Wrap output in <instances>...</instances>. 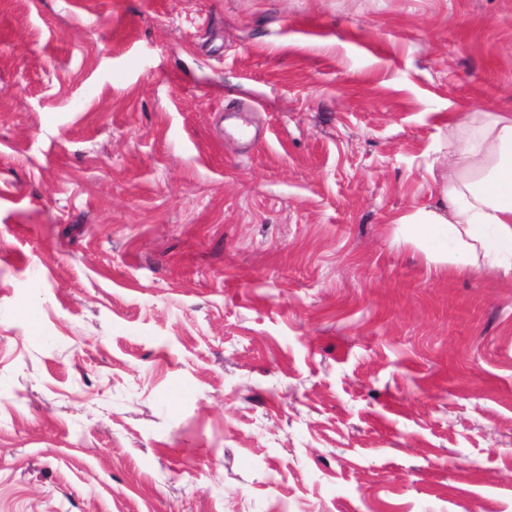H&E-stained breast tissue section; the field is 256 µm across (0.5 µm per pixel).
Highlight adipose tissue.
I'll return each mask as SVG.
<instances>
[{
	"mask_svg": "<svg viewBox=\"0 0 512 512\" xmlns=\"http://www.w3.org/2000/svg\"><path fill=\"white\" fill-rule=\"evenodd\" d=\"M442 134L448 171L440 203L402 216V223L425 240L447 230L453 248L442 260L451 270L475 272L487 260L512 273V114H452Z\"/></svg>",
	"mask_w": 512,
	"mask_h": 512,
	"instance_id": "1",
	"label": "adipose tissue"
}]
</instances>
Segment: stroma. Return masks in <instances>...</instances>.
<instances>
[{"label":"stroma","mask_w":512,"mask_h":512,"mask_svg":"<svg viewBox=\"0 0 512 512\" xmlns=\"http://www.w3.org/2000/svg\"><path fill=\"white\" fill-rule=\"evenodd\" d=\"M512 0H0V512H512V276L447 110ZM440 130L448 143L440 204L416 209L401 223L424 240L448 230L453 250L440 258L449 270L479 271L481 255L512 273V114L456 113Z\"/></svg>","instance_id":"1"}]
</instances>
